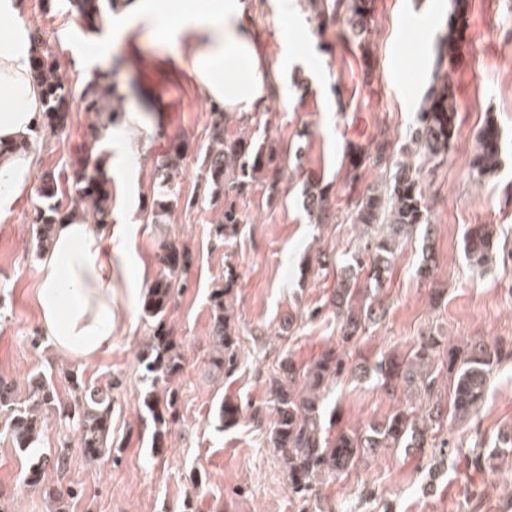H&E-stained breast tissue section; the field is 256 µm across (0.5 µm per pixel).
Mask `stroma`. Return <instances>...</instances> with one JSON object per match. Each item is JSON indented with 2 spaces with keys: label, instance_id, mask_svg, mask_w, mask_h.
Returning a JSON list of instances; mask_svg holds the SVG:
<instances>
[{
  "label": "stroma",
  "instance_id": "stroma-1",
  "mask_svg": "<svg viewBox=\"0 0 512 512\" xmlns=\"http://www.w3.org/2000/svg\"><path fill=\"white\" fill-rule=\"evenodd\" d=\"M452 8V0H374L370 30L356 39L338 26L318 36L306 0H251L253 37L266 62L263 74L279 95L267 99L261 111L265 125L244 131L256 141L301 142L304 167L285 171L279 203L268 204L260 187L241 200L244 222L225 243L212 231L221 207L204 196L198 177L211 104L184 65L188 46L162 42L147 28L113 46L106 73L125 97L126 116L112 132L126 134L130 168L125 180L112 184V221L133 230L130 262L118 268L114 280L119 318L112 347L85 362L39 337L40 258L32 223L44 201L34 187L20 198L12 217L0 222V374L14 379L23 395L28 377L44 373L63 400L71 395L72 374L93 385H111L114 453L92 464L72 448L65 471L46 469L41 486L32 487L25 481L29 467L38 452L56 447L62 427L48 420L39 449L25 453L0 437V512H51L42 490L60 484L81 489L69 512H183L187 504L193 512H295L280 460L269 445V423L245 417L221 430L215 412L225 396L242 405L265 404L278 356L301 364L335 343L339 331L329 312L306 319L289 337L281 326L289 315L324 303L334 284L335 269L309 274L316 254L357 248V233L343 207L349 155L358 147L370 149L383 127L396 140L405 139L433 82L439 38ZM24 18L38 32V49L54 54L73 85L94 78V71L77 67L74 55L96 35L80 26L67 0H51L46 7L41 0H26ZM448 79L459 105L456 134L447 160L422 168L434 275L427 281L417 277L423 241L409 239L378 293L383 316L352 345L353 357L371 362L389 352L402 356L430 333L457 344L481 339L512 346V0H467L460 56ZM489 119L499 126L505 150L499 171L479 181L469 171L468 157ZM88 122L76 103L62 139H33V178L48 170L68 171L83 147ZM179 141L188 145L182 200L167 223H148L154 164ZM310 178L330 184L340 204L334 221L315 224L303 211L301 191ZM470 224L496 225L500 237L498 252L482 271L465 258L463 236ZM165 240L189 248L193 263L185 273L186 288L167 312L185 362L175 380L177 417L164 452L158 453L151 449L152 425L138 411L145 388L139 354L151 335L145 289L160 273L156 255ZM229 263L239 274L233 312L243 336L236 373L219 381L204 366L208 296ZM435 288L445 291L437 304L431 301ZM326 406L336 412L332 428L337 431L384 420L399 402L348 377L329 393ZM510 428L512 361H506L473 424L446 418L432 437L451 439L466 451L475 436L488 439ZM194 471L203 476L202 488L189 482ZM318 491L332 512H505L512 502V466L502 465L494 478L469 480L454 458L438 451L383 449L348 473L323 480Z\"/></svg>",
  "mask_w": 512,
  "mask_h": 512
}]
</instances>
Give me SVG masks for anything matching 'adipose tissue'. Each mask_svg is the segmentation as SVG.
I'll list each match as a JSON object with an SVG mask.
<instances>
[{"label":"adipose tissue","mask_w":512,"mask_h":512,"mask_svg":"<svg viewBox=\"0 0 512 512\" xmlns=\"http://www.w3.org/2000/svg\"><path fill=\"white\" fill-rule=\"evenodd\" d=\"M26 0H0V142L30 137L40 98L31 75L36 32L24 18ZM146 21L164 40H190L188 69L213 101L254 112L266 101L263 58L252 35L248 0H123L115 21L81 56L85 69L105 68L112 42ZM34 156L0 159V221L9 219L31 187ZM128 227L59 221L40 263L39 330L73 358L90 360L112 346V282L128 261Z\"/></svg>","instance_id":"1"}]
</instances>
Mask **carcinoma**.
<instances>
[{
	"label": "carcinoma",
	"mask_w": 512,
	"mask_h": 512,
	"mask_svg": "<svg viewBox=\"0 0 512 512\" xmlns=\"http://www.w3.org/2000/svg\"><path fill=\"white\" fill-rule=\"evenodd\" d=\"M82 24L91 30L101 25L114 10L115 0H69ZM317 31L325 33L345 22L351 35L360 38L370 28L373 16L372 0H308ZM455 17L448 21V32L442 36L440 51L446 52L453 63L458 49ZM32 74L41 93L42 132L46 139L63 136L66 131L73 99L84 104V110L95 120L87 125V139L98 141L102 132L117 123L124 114L120 104L111 100L122 95L107 76L96 77L78 89L72 87L59 69L52 52H39ZM459 106L447 76L436 77L423 97L414 124L405 141L396 145L381 129L370 151L352 153L346 172V185L355 226L372 235L362 239L363 245L350 258L336 267V282L324 307L339 321L340 336L307 364H296L282 357L269 381V409L272 410L270 446L275 449L296 498L298 512H325L320 506L317 483L323 477H336L355 467L358 462L387 448H408L423 451L431 447L428 434L442 416L440 405L433 403L440 367L450 376V413L454 421L465 423L476 416L485 401L495 366L512 357V350L499 344L472 340L463 349L448 344V340L431 334L420 337L407 355L382 356L375 362L350 361L347 347L369 323L382 316L376 299L358 288L364 283L369 289L381 288L390 272L398 250L414 230L424 228L422 257L417 276L432 277L435 266L430 246L431 222L419 180L415 159L434 165L448 159ZM246 126L260 122L259 113L226 112L221 108L210 113V141L200 165L201 178L210 200L223 204L221 219L213 227L214 237L228 240L238 234L243 223L238 200L256 185L264 187L267 202L279 193L284 168L303 167V146L283 147L266 141L256 144L250 138L229 136L226 126L230 118ZM502 136L497 124L489 119L477 134L468 166L473 176L482 179L495 174L501 163ZM187 145L172 148L164 160L155 166L157 183L148 217L155 224L165 223L171 209L181 197V166ZM104 153L83 152L70 163V173L59 180L53 171L40 178L41 198L48 201L37 210L35 240L38 253L45 252L54 235L61 214L75 216L87 224H108L112 218V180L106 172ZM380 168L386 175L382 183L363 185L365 166ZM301 205L316 224H327L334 216L330 185L309 179L303 185ZM68 200L60 210V199ZM498 249L491 224H471L464 233V252L473 267L485 266ZM158 264L162 273L147 288L143 309L152 320L150 342L140 353L144 381L148 391L139 408L153 424L152 448L165 444L168 425L175 420L179 399L178 388L172 386L185 361L182 345L173 336L166 321L167 310L179 293L186 288L181 279L192 262V254L184 246L167 240L159 245ZM238 273L233 266L224 268V282L211 289L209 352L206 367L216 379L231 377L238 364L242 331L231 311L237 296ZM359 380L373 379L388 395L398 391L422 396L428 402L421 414L408 405L374 423L363 432L340 430L336 433L324 427L325 392L346 376ZM73 395L66 402L58 399L54 386L40 374L27 381L28 396L16 399L13 381L0 375V436L11 441L22 452L36 448L47 418L51 415L65 422L76 433V444L86 460L96 462L112 455V386H93L78 377L69 378ZM243 417L241 404L226 398L219 403L216 419L221 428L236 426ZM512 447V437L500 443L479 444L464 455L466 469L482 475L499 468L502 455ZM67 464L65 449L45 453L30 466L28 485H40V475L47 467L63 470ZM44 494L55 504L54 512H67V504L79 497L73 485L49 487Z\"/></svg>",
	"instance_id": "carcinoma-1"
}]
</instances>
